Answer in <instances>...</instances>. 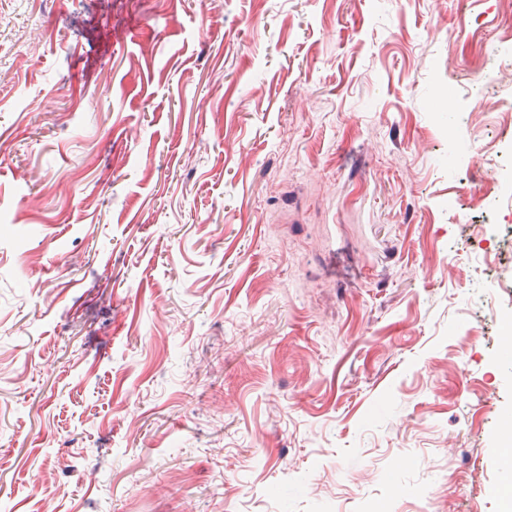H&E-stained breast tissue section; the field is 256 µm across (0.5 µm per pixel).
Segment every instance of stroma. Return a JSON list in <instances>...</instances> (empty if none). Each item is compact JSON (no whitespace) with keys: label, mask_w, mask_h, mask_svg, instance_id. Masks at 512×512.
Returning <instances> with one entry per match:
<instances>
[{"label":"stroma","mask_w":512,"mask_h":512,"mask_svg":"<svg viewBox=\"0 0 512 512\" xmlns=\"http://www.w3.org/2000/svg\"><path fill=\"white\" fill-rule=\"evenodd\" d=\"M509 25L0 0V506L507 512L512 238L494 269L472 227L512 224ZM497 163L491 169L492 177L501 184L503 190L512 195V139L501 141L496 147Z\"/></svg>","instance_id":"obj_1"}]
</instances>
